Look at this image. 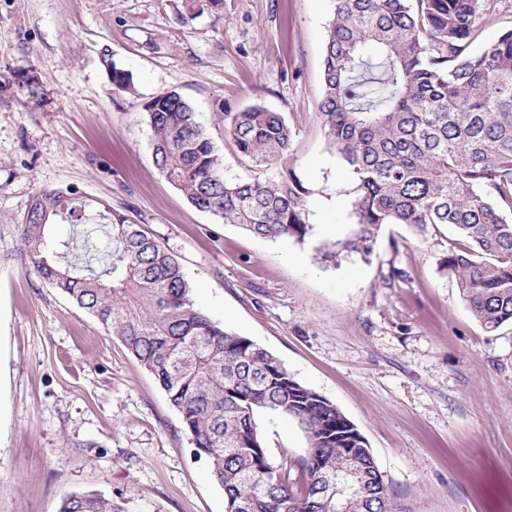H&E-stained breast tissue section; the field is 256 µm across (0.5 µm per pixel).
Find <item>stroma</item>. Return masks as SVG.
I'll list each match as a JSON object with an SVG mask.
<instances>
[{
    "instance_id": "1",
    "label": "stroma",
    "mask_w": 512,
    "mask_h": 512,
    "mask_svg": "<svg viewBox=\"0 0 512 512\" xmlns=\"http://www.w3.org/2000/svg\"><path fill=\"white\" fill-rule=\"evenodd\" d=\"M333 14V0H0V512H56L75 492L126 512H225L153 375L28 268L17 228L36 194L69 186L151 225L197 307L355 425L398 504L512 512V323L486 331L441 271L454 230L421 238L389 224L370 262L314 258L355 221L319 115ZM170 91L230 180L253 170L224 135L225 113L260 105L285 118L289 164L314 190L310 238L253 237L167 180L143 106ZM259 422L273 462L305 454L294 421Z\"/></svg>"
}]
</instances>
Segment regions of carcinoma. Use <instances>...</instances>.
Here are the masks:
<instances>
[{"label": "carcinoma", "mask_w": 512, "mask_h": 512, "mask_svg": "<svg viewBox=\"0 0 512 512\" xmlns=\"http://www.w3.org/2000/svg\"><path fill=\"white\" fill-rule=\"evenodd\" d=\"M498 0H334L324 45L320 117L352 181L356 222L316 248L319 259L371 260L387 224L424 237L451 226L441 258L474 318L512 323V30L466 53ZM155 164L195 208L265 240L312 235L306 187L228 181L193 108L176 92L145 103ZM224 135L258 171L286 161L293 132L261 106L224 113ZM74 187L43 190L18 228L29 269L91 314L152 373L194 454L224 490L225 512H407L371 449L330 400L299 383L267 349L213 320L190 298L177 255L147 224L95 211L108 239L102 270L62 264L57 228L86 218ZM262 413L292 419L306 453L271 463ZM56 512H126L125 502L72 493Z\"/></svg>", "instance_id": "obj_1"}]
</instances>
